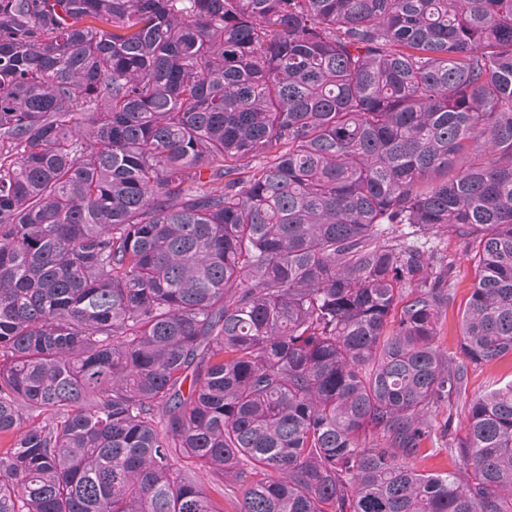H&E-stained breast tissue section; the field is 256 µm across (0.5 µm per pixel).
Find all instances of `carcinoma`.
<instances>
[{"label":"carcinoma","instance_id":"carcinoma-1","mask_svg":"<svg viewBox=\"0 0 512 512\" xmlns=\"http://www.w3.org/2000/svg\"><path fill=\"white\" fill-rule=\"evenodd\" d=\"M401 224L512 357V0H0V512H512V383L415 466L467 369ZM426 239L428 240L425 244L426 253L440 259L448 269V288H451L452 294L448 305L442 307L439 313L437 343L440 350L455 363L461 361L467 363L460 344L462 311L474 278L469 262L471 256L469 239L451 231L419 238L420 242ZM467 371L466 394L456 399L450 425L447 426L448 403H440L430 418L429 435L423 438L416 460L420 471L443 473L454 471L459 467V459L448 448H456L465 435L468 401L493 387L502 386L510 381L512 359L508 357L496 363L478 366L467 363ZM496 381L498 382L495 383ZM197 475L208 496L223 512H239L242 489L231 480H224V485L213 482L205 471L197 470Z\"/></svg>","mask_w":512,"mask_h":512}]
</instances>
